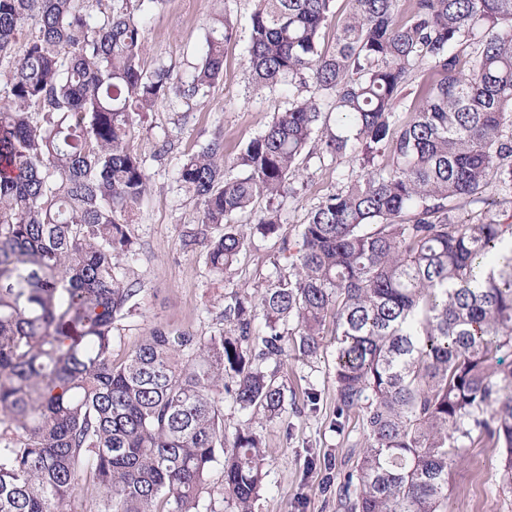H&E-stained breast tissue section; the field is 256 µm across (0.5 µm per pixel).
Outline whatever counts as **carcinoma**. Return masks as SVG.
<instances>
[{"label":"carcinoma","instance_id":"cac0c4a2","mask_svg":"<svg viewBox=\"0 0 512 512\" xmlns=\"http://www.w3.org/2000/svg\"><path fill=\"white\" fill-rule=\"evenodd\" d=\"M163 2L0 0V57L24 39L0 102V512H65L81 482L97 512H205L218 465L252 512L266 449L245 421L224 447V395L282 414L281 361L317 357L329 318L336 429L363 428L344 512H447L464 440L501 449L512 486V0H409L401 24L399 0H349L330 46L335 0H254L251 82L287 107L235 158L214 137L182 162L187 244L222 277L247 245L237 217L280 230L304 154L351 174L284 244L287 273L224 294L229 329L156 327L116 363L141 292L126 224L150 190L132 116L206 98L238 35L224 0L189 75L147 71Z\"/></svg>","mask_w":512,"mask_h":512}]
</instances>
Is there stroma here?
I'll use <instances>...</instances> for the list:
<instances>
[{
  "instance_id": "1",
  "label": "stroma",
  "mask_w": 512,
  "mask_h": 512,
  "mask_svg": "<svg viewBox=\"0 0 512 512\" xmlns=\"http://www.w3.org/2000/svg\"><path fill=\"white\" fill-rule=\"evenodd\" d=\"M216 9L215 0H164L153 9L142 53L144 68L164 64L182 74L192 71ZM246 43V31H239L225 51L224 78L204 103L189 108L172 98L134 119L131 146L144 158L152 188L128 226L137 253L126 265V276L141 293L137 313L115 324L113 359H121L158 325L198 336L224 328L225 293L253 296L275 280L283 269L284 240L295 239L310 207L352 169L345 158H310L301 171L305 186L289 203L282 228L270 235L252 234L224 277L209 271L202 249L186 247V233L196 226V203L177 182L180 164L216 136L224 140L225 155L235 157L285 107L280 93L254 90L244 64ZM166 142L171 151L159 155ZM334 359L330 341L310 361L285 357L278 373L285 389L280 416H245L232 399H225L226 439H233L234 427L246 419L267 451V476L254 512H340L336 488L329 485L326 473L354 468L362 426L354 416L344 432L336 430ZM310 392L318 395L313 408L306 403ZM448 512H512V487L502 479L499 448L484 442L462 449L448 475Z\"/></svg>"
}]
</instances>
